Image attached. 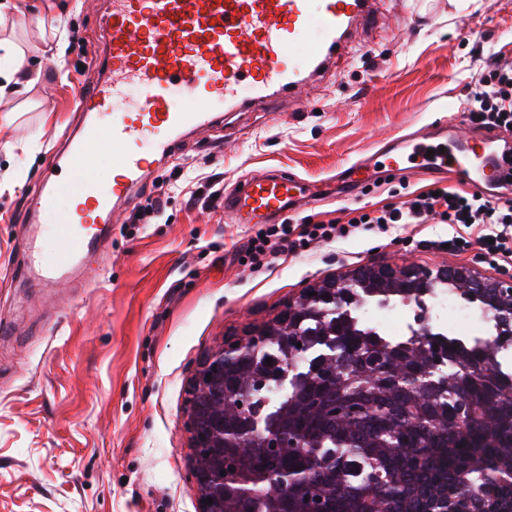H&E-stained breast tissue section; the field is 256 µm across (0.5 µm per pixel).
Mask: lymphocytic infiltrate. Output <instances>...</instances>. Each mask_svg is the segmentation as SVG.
I'll list each match as a JSON object with an SVG mask.
<instances>
[{
  "label": "lymphocytic infiltrate",
  "instance_id": "f902f5d3",
  "mask_svg": "<svg viewBox=\"0 0 512 512\" xmlns=\"http://www.w3.org/2000/svg\"><path fill=\"white\" fill-rule=\"evenodd\" d=\"M479 86L467 105L466 118L475 127L506 130L512 128V64L499 59L487 62L477 79ZM473 225L492 224V235L478 236L477 242L491 262L512 261V176L484 193L458 192L442 183L413 195L401 204L357 210L346 223L314 224L302 220L300 226L270 224L260 229L244 252L246 265L260 269L282 252L294 253L319 242H334L352 235L362 223L384 229L393 224Z\"/></svg>",
  "mask_w": 512,
  "mask_h": 512
}]
</instances>
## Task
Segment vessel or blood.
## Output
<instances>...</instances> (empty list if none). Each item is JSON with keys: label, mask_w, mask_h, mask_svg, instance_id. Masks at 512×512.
Here are the masks:
<instances>
[{"label": "vessel or blood", "mask_w": 512, "mask_h": 512, "mask_svg": "<svg viewBox=\"0 0 512 512\" xmlns=\"http://www.w3.org/2000/svg\"><path fill=\"white\" fill-rule=\"evenodd\" d=\"M104 19L102 74L76 109L79 135L66 139L58 171L45 180L34 209L62 243L43 268L45 278L76 268L96 242L95 228L110 223L116 206L132 203L156 160L176 154L182 136L219 120L221 113L298 99L355 35L377 16L375 0H110ZM447 116L394 137L379 154L393 172L423 159L467 177L473 191L494 186L506 166L493 148L494 133L453 136L449 152H430L431 129ZM107 145L112 177L95 180L92 146ZM375 175L358 162L340 172L345 195ZM309 195L295 175L241 181L224 196L239 224H273Z\"/></svg>", "instance_id": "1"}]
</instances>
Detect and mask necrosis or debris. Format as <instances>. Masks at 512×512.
<instances>
[{
  "mask_svg": "<svg viewBox=\"0 0 512 512\" xmlns=\"http://www.w3.org/2000/svg\"><path fill=\"white\" fill-rule=\"evenodd\" d=\"M356 328L371 331L387 343H404L428 328L440 338L465 347L490 345L491 357L503 372L512 371V345L496 344L499 329L479 302L439 288L422 296L420 303L372 298L349 307Z\"/></svg>",
  "mask_w": 512,
  "mask_h": 512,
  "instance_id": "necrosis-or-debris-1",
  "label": "necrosis or debris"
}]
</instances>
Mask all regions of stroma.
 Returning a JSON list of instances; mask_svg holds the SVG:
<instances>
[{
	"mask_svg": "<svg viewBox=\"0 0 512 512\" xmlns=\"http://www.w3.org/2000/svg\"><path fill=\"white\" fill-rule=\"evenodd\" d=\"M103 0H32L0 18L30 85L0 93V512H201L189 390L208 353L246 340L304 288L383 261L436 270L463 266L512 282L479 247L442 248L453 224L357 230L280 255L251 271L238 254L257 231L224 213V193L247 175L290 171L321 191L290 220L347 221L352 209L405 200L451 172L381 177L352 198L336 171L378 141L414 131L476 89L491 57L512 62V0H400L385 4L346 60L301 105L228 115L187 135L144 197L161 213L124 206L104 246L51 285L23 272L31 239L61 246L29 224L28 201L64 134L77 131V98L100 70Z\"/></svg>",
	"mask_w": 512,
	"mask_h": 512,
	"instance_id": "stroma-1",
	"label": "stroma"
}]
</instances>
